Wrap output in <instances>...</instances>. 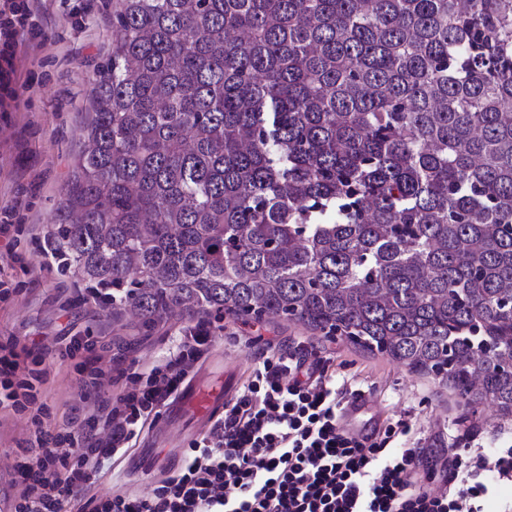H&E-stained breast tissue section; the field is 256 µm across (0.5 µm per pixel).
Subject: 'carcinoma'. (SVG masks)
I'll return each mask as SVG.
<instances>
[{
    "label": "carcinoma",
    "instance_id": "carcinoma-1",
    "mask_svg": "<svg viewBox=\"0 0 512 512\" xmlns=\"http://www.w3.org/2000/svg\"><path fill=\"white\" fill-rule=\"evenodd\" d=\"M53 216L112 314L278 319L512 416V0H112Z\"/></svg>",
    "mask_w": 512,
    "mask_h": 512
}]
</instances>
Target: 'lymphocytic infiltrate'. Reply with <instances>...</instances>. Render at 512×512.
<instances>
[{
	"label": "lymphocytic infiltrate",
	"instance_id": "obj_1",
	"mask_svg": "<svg viewBox=\"0 0 512 512\" xmlns=\"http://www.w3.org/2000/svg\"><path fill=\"white\" fill-rule=\"evenodd\" d=\"M40 35L32 0H0V108L18 98L19 46ZM215 330L210 320L188 323L163 359L128 374L115 403L97 397L113 381L103 367L106 344L78 335L52 345L0 336V410L28 423L13 465L20 489L7 512H484L483 500L512 483L507 436L457 472L454 489H421L424 451L408 447V422L388 423L365 440L350 435L340 413L351 388L272 348L149 496L90 495L105 466L134 447L148 421L177 397ZM54 358L72 362L89 400L58 425L44 399Z\"/></svg>",
	"mask_w": 512,
	"mask_h": 512
}]
</instances>
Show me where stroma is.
<instances>
[{
	"instance_id": "1",
	"label": "stroma",
	"mask_w": 512,
	"mask_h": 512,
	"mask_svg": "<svg viewBox=\"0 0 512 512\" xmlns=\"http://www.w3.org/2000/svg\"><path fill=\"white\" fill-rule=\"evenodd\" d=\"M42 36L19 63L18 105L0 117V207L19 208L25 232L19 247L29 266L5 272L19 286L14 304L0 309V334L45 342L65 335L107 334L112 364L134 370L163 356L178 323L148 330L125 317L103 312L87 298L84 283L65 268L62 256H44L54 238L53 214L83 149L93 109L97 66L112 51V0H35ZM297 350L308 361L335 368L373 404L383 422H409L427 456L430 485H446L454 470L486 451L499 433L512 434V420L488 408L470 413L432 378L380 354L363 352L338 336L325 337L278 320L242 323L224 319L209 353L190 382L202 395L220 387L238 391L250 368L269 347ZM83 391L70 362L53 360L45 399L53 422H62ZM211 419L162 407L136 445L93 488V495L122 489L145 497L176 470L189 443L210 428ZM26 437L23 419L0 412V499L16 492L8 469Z\"/></svg>"
}]
</instances>
